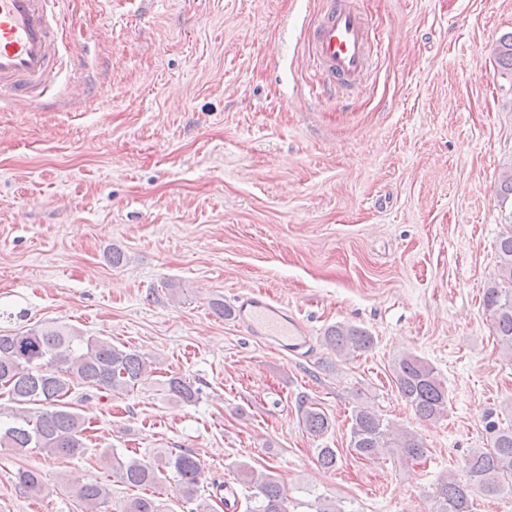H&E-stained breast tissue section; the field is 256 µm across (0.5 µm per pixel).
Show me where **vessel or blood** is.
Here are the masks:
<instances>
[{"instance_id": "1", "label": "vessel or blood", "mask_w": 512, "mask_h": 512, "mask_svg": "<svg viewBox=\"0 0 512 512\" xmlns=\"http://www.w3.org/2000/svg\"><path fill=\"white\" fill-rule=\"evenodd\" d=\"M308 43L328 86L358 88L369 67L371 31L357 0H325ZM65 19L60 0H0V94L16 107L42 100L62 65ZM233 318L248 335L296 353L310 341L301 322L269 294H240Z\"/></svg>"}]
</instances>
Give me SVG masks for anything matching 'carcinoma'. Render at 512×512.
<instances>
[{
    "label": "carcinoma",
    "instance_id": "cac0c4a2",
    "mask_svg": "<svg viewBox=\"0 0 512 512\" xmlns=\"http://www.w3.org/2000/svg\"><path fill=\"white\" fill-rule=\"evenodd\" d=\"M498 64L512 71V33L501 36L494 48ZM498 269L483 294V306L492 321L499 344L512 354V224L497 243ZM324 343L337 354L366 352L374 346V336L364 328L338 324L323 336ZM152 373V363L131 349H121L107 339L83 337L71 328L40 326L15 333L0 332V448L23 454L31 448L55 458L81 456L86 450L85 421L66 398L74 382L113 393L129 392ZM399 395L422 421H438L448 411V388L435 367L416 354L406 353L393 365ZM165 384L171 397L182 402L197 399L198 389L181 376H171ZM304 428L320 436L331 421L313 403L299 406ZM485 430L491 447L474 449L467 460L469 481L461 483L448 476L440 478L434 499L436 512H472L473 491L498 495L512 482V424L504 427L489 414ZM349 449L362 460H375L385 452L416 461L425 454L416 435L395 430L367 408H358L351 417ZM339 451L318 449L320 466L336 468ZM118 482L151 493L122 500L113 508L112 490L98 481L78 488V497L91 512H176L156 489L174 481L176 500L192 505L188 512H211L200 494L204 471L200 459L190 450L167 452L153 460L137 457L121 459L113 449L100 455ZM240 479L257 490L256 512H288V497L272 474H257L242 464ZM18 484L33 496L45 487L35 469L16 473Z\"/></svg>",
    "mask_w": 512,
    "mask_h": 512
}]
</instances>
